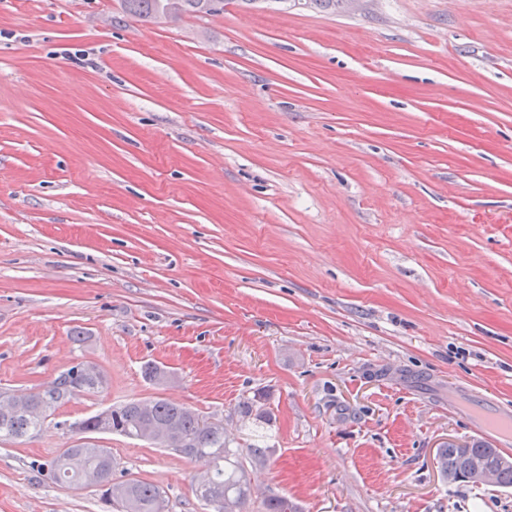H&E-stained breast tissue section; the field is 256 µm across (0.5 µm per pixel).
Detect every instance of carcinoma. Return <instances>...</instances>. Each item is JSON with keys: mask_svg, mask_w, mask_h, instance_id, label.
<instances>
[{"mask_svg": "<svg viewBox=\"0 0 512 512\" xmlns=\"http://www.w3.org/2000/svg\"><path fill=\"white\" fill-rule=\"evenodd\" d=\"M166 0H122L126 15L140 21L150 22ZM103 374L96 370L87 374L72 366L59 373L43 388L29 395L31 409L17 414L0 408V440L31 438L42 426L50 412L80 394H94L104 387ZM266 395L259 393L244 402L240 413L244 417L255 416V420L268 424L272 415L264 408ZM203 416L189 407L155 399L149 402L134 401L111 407L94 414L78 424L82 430H102L130 439H141L148 425L169 427L180 439L175 452L188 457L209 456L214 460L212 476L198 484L196 495L214 512H249L254 489L239 460L238 449L229 447L224 432L215 427L201 425ZM112 456L106 448L90 442L73 445L65 453L40 463V476L55 484H79L89 472L99 475L97 491L100 500L117 512H167V500L161 487L143 480L117 481L112 478L113 468L105 459ZM484 460L496 468V485L512 487V465L500 464V452L482 443H473L469 456L460 455L455 445L448 444L438 454L440 472L453 473L458 480L465 478L469 458ZM264 512H298V507L288 497L269 494L262 501Z\"/></svg>", "mask_w": 512, "mask_h": 512, "instance_id": "carcinoma-1", "label": "carcinoma"}]
</instances>
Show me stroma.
<instances>
[{"label":"stroma","instance_id":"stroma-1","mask_svg":"<svg viewBox=\"0 0 512 512\" xmlns=\"http://www.w3.org/2000/svg\"><path fill=\"white\" fill-rule=\"evenodd\" d=\"M79 362L104 388L0 441V512H104L31 464L158 397L273 448L248 476L300 512H512L437 465L512 409V0H0V390ZM258 391L271 424L239 413ZM98 444L212 512L210 460ZM123 11L140 22L152 21L154 15L166 3V0H122ZM181 0H168L165 7L154 17L156 22H174L181 18Z\"/></svg>","mask_w":512,"mask_h":512}]
</instances>
